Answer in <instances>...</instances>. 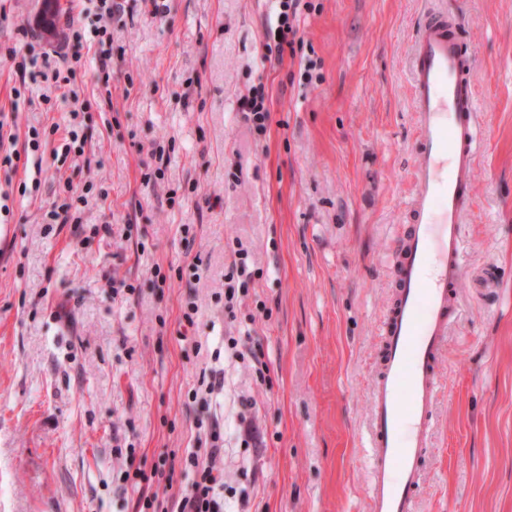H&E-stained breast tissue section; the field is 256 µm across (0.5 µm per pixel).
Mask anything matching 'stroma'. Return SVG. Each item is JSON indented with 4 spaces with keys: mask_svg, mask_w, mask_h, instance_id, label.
<instances>
[{
    "mask_svg": "<svg viewBox=\"0 0 512 512\" xmlns=\"http://www.w3.org/2000/svg\"><path fill=\"white\" fill-rule=\"evenodd\" d=\"M316 2L300 33L321 78L306 85L298 59L264 58L272 0H157L155 19L122 0L112 104L88 63L72 109L15 94V64L57 47L64 21L96 16L56 0L47 28L46 0H0V117L23 155L0 161V512H133L117 472L197 447L193 421L210 410L192 394L211 369L224 374L226 482L249 493L236 512H367L377 328L410 220L411 59L425 19L447 13L475 58L481 148L419 512H512V0ZM258 83L263 134L237 111ZM55 123L73 125L82 157L56 154ZM155 145L169 162L147 182ZM68 178L82 221L56 224ZM242 251L249 277L227 280ZM491 264L487 300L476 275ZM116 278L134 292L113 293ZM229 337L260 348L270 385L216 358ZM242 417L258 442L241 443Z\"/></svg>",
    "mask_w": 512,
    "mask_h": 512,
    "instance_id": "obj_1",
    "label": "stroma"
}]
</instances>
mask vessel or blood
I'll use <instances>...</instances> for the list:
<instances>
[{"instance_id":"1","label":"vessel or blood","mask_w":512,"mask_h":512,"mask_svg":"<svg viewBox=\"0 0 512 512\" xmlns=\"http://www.w3.org/2000/svg\"><path fill=\"white\" fill-rule=\"evenodd\" d=\"M446 17L427 20L412 60L417 147L410 227L393 255L395 289L380 328L370 394L368 512H417L437 363L465 275L461 227L473 197L477 100Z\"/></svg>"}]
</instances>
